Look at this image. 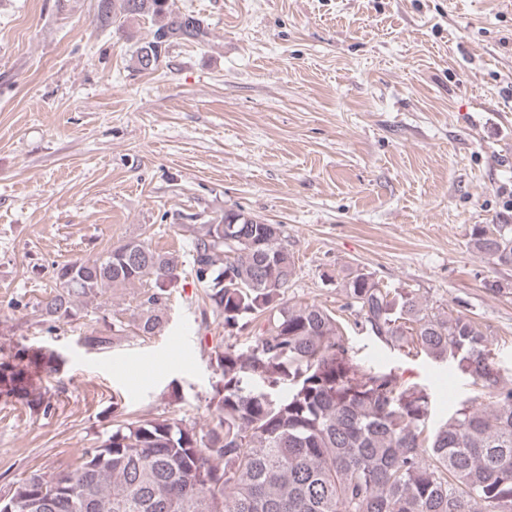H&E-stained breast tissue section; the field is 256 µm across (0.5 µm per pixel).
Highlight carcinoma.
<instances>
[{
	"instance_id": "carcinoma-1",
	"label": "carcinoma",
	"mask_w": 512,
	"mask_h": 512,
	"mask_svg": "<svg viewBox=\"0 0 512 512\" xmlns=\"http://www.w3.org/2000/svg\"><path fill=\"white\" fill-rule=\"evenodd\" d=\"M129 17L154 27L137 50L143 70L170 40L207 37L174 0H101V26ZM470 245L512 266V224H476ZM191 247V274L224 325L211 350L223 377L209 401L215 423L198 430L165 417L124 420L75 465L13 483L12 512H512V387L500 384L481 324L368 273L342 284L341 311L355 326L409 354L453 360L492 395L431 427L427 393L354 363L334 311L285 300L295 262L281 225L229 210L224 223L193 230ZM176 269L174 257L144 240L59 264L41 316L68 322L77 301L138 283V331L152 336ZM83 341L112 346L97 329ZM58 364L40 347L18 349L0 362V399L43 406L42 375ZM35 492L46 507L29 508Z\"/></svg>"
}]
</instances>
